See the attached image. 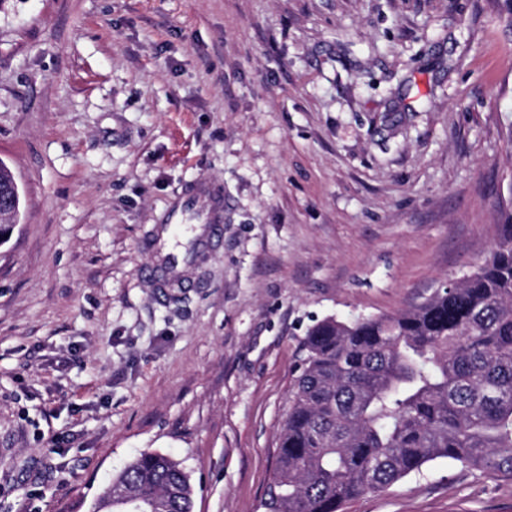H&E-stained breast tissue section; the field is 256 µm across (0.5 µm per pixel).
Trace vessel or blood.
<instances>
[{
    "label": "vessel or blood",
    "mask_w": 512,
    "mask_h": 512,
    "mask_svg": "<svg viewBox=\"0 0 512 512\" xmlns=\"http://www.w3.org/2000/svg\"><path fill=\"white\" fill-rule=\"evenodd\" d=\"M221 210L222 200L212 186L201 180L191 184L177 205L167 211L159 224L153 225L141 243L149 256L142 270L144 280L162 292L183 287L187 264L175 240L179 226L189 224L193 257L202 260L222 232Z\"/></svg>",
    "instance_id": "obj_1"
}]
</instances>
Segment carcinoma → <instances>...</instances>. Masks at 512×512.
<instances>
[{"label": "carcinoma", "instance_id": "carcinoma-1", "mask_svg": "<svg viewBox=\"0 0 512 512\" xmlns=\"http://www.w3.org/2000/svg\"><path fill=\"white\" fill-rule=\"evenodd\" d=\"M268 512H340L445 459L512 477V212L485 260L411 309L306 333ZM194 512L181 462L145 452L89 512Z\"/></svg>", "mask_w": 512, "mask_h": 512}]
</instances>
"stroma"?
I'll return each instance as SVG.
<instances>
[{"label":"stroma","mask_w":512,"mask_h":512,"mask_svg":"<svg viewBox=\"0 0 512 512\" xmlns=\"http://www.w3.org/2000/svg\"><path fill=\"white\" fill-rule=\"evenodd\" d=\"M0 512H83L143 452L265 512L301 343L473 272L512 207L503 0H0ZM224 234L159 294L182 189ZM342 512H512L437 460ZM19 200V189L14 179H12L10 183L3 187L0 185V216L1 213L4 212H7L12 216V220L10 222L3 223L10 224L9 238L16 224V216L19 210ZM224 208L217 191L206 182L197 180L191 184L177 205L170 208L160 224H154L141 242V249L149 256L142 269L143 279L167 292L181 288L187 282L188 265L179 243L174 242L180 224L191 218L190 224L194 262L204 259L212 250L222 232L221 210Z\"/></svg>","instance_id":"35a3bbf8"}]
</instances>
